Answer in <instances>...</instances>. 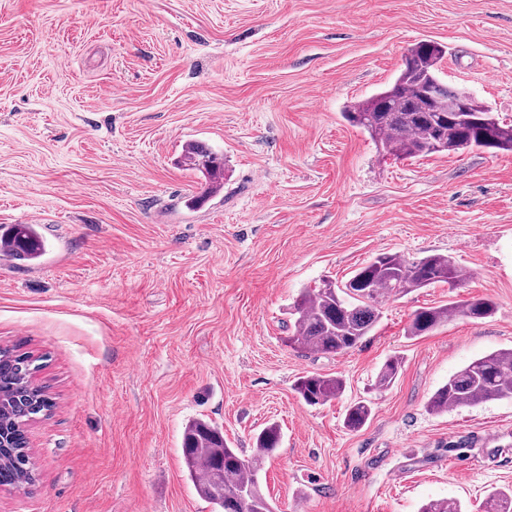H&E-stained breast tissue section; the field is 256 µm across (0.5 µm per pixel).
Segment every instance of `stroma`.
Listing matches in <instances>:
<instances>
[{
	"instance_id": "35a3bbf8",
	"label": "stroma",
	"mask_w": 512,
	"mask_h": 512,
	"mask_svg": "<svg viewBox=\"0 0 512 512\" xmlns=\"http://www.w3.org/2000/svg\"><path fill=\"white\" fill-rule=\"evenodd\" d=\"M422 40L447 47L449 87L512 124V0H0V225L47 242L38 263L0 261V346L41 357L56 399L28 428L39 481L0 489V512H214L184 473L192 418L247 456L279 425L260 473L275 512H481L512 487V400L427 409L512 347V152L397 160L341 116ZM189 141L224 154L200 211ZM383 252L472 277L384 299L347 353L289 347L300 291ZM472 298L495 314L407 335L417 309ZM308 374L343 395L307 405ZM295 390L308 405H325L343 392V380L330 375H306L298 379Z\"/></svg>"
}]
</instances>
